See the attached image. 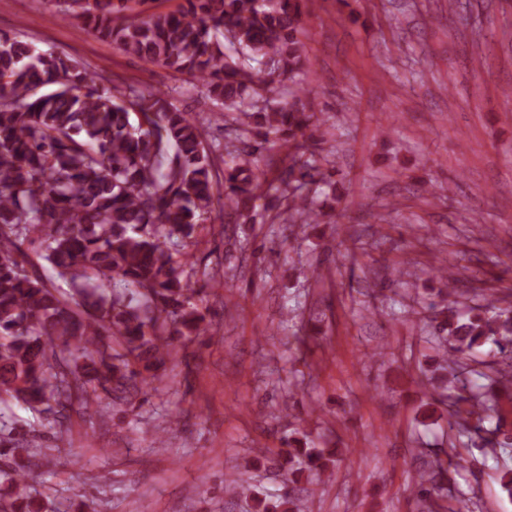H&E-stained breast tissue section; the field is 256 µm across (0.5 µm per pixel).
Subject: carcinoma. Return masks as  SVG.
<instances>
[{"label":"carcinoma","instance_id":"obj_1","mask_svg":"<svg viewBox=\"0 0 512 512\" xmlns=\"http://www.w3.org/2000/svg\"><path fill=\"white\" fill-rule=\"evenodd\" d=\"M61 0L60 15L147 64L187 75L224 106L235 143L226 155L209 131L147 86L112 83L77 60L0 36V405L67 418L88 390L106 397L157 391L176 339L213 335L191 287L188 240L221 203L226 224H249L257 202L305 230L325 223L308 186L336 193L333 173L307 156L335 146L323 130L301 39L310 0ZM450 300L421 333L442 358L424 371L438 398L454 390L455 424L495 457L512 449L492 423L512 392L497 361L468 362L490 345L512 352V307L462 313ZM309 433L265 449L285 481L322 482L335 454ZM418 474L423 501L443 495L448 468L434 451ZM33 466L0 468L13 489L0 499L23 512ZM224 492L255 512H305L288 493H261L235 477Z\"/></svg>","mask_w":512,"mask_h":512}]
</instances>
